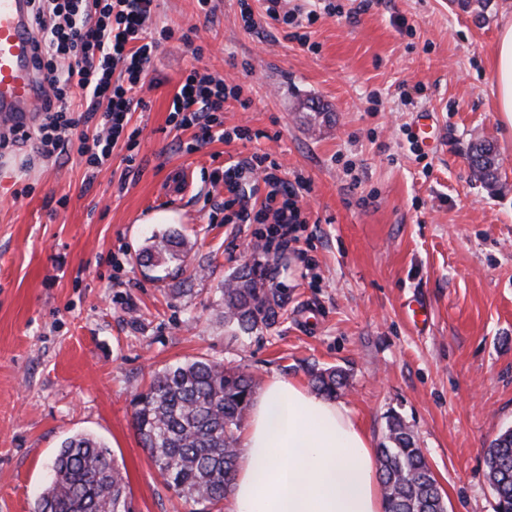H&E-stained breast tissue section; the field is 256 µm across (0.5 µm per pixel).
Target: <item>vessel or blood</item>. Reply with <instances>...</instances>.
Listing matches in <instances>:
<instances>
[{
  "instance_id": "b4317fda",
  "label": "vessel or blood",
  "mask_w": 512,
  "mask_h": 512,
  "mask_svg": "<svg viewBox=\"0 0 512 512\" xmlns=\"http://www.w3.org/2000/svg\"><path fill=\"white\" fill-rule=\"evenodd\" d=\"M39 35L30 0H0V136L41 118L46 83L36 67Z\"/></svg>"
}]
</instances>
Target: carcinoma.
<instances>
[{"instance_id": "1", "label": "carcinoma", "mask_w": 512, "mask_h": 512, "mask_svg": "<svg viewBox=\"0 0 512 512\" xmlns=\"http://www.w3.org/2000/svg\"><path fill=\"white\" fill-rule=\"evenodd\" d=\"M469 163L485 184L497 181L499 159L491 142L472 145ZM182 246L175 229L152 236L144 249L146 265L166 267L180 259ZM221 296L224 326L243 334L274 326L288 299L275 274L258 262L225 278ZM311 385L333 400L349 378L339 368L314 370ZM255 389L253 376L204 358L153 375L135 397L133 427L168 487L206 507L224 500L238 458L237 431ZM377 453L386 512H438V480L400 416H388L386 441ZM485 463L497 512H512L511 430L492 441ZM52 467L34 512H131L122 471L101 440L89 434L67 438Z\"/></svg>"}]
</instances>
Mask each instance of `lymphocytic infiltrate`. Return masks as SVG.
Segmentation results:
<instances>
[{"mask_svg":"<svg viewBox=\"0 0 512 512\" xmlns=\"http://www.w3.org/2000/svg\"><path fill=\"white\" fill-rule=\"evenodd\" d=\"M281 0H268L266 13L273 21L298 30L306 42L303 26L320 15H339L337 0H316L313 8L280 10ZM155 0H36L35 18L42 33L37 62L51 90L43 117L23 138H35L38 152L46 157L67 150L78 140L80 156L92 171H99L112 157L120 140H134L128 132L130 114L144 104L137 93L161 42L171 30L148 31ZM122 70L113 81V70ZM80 97H73V90ZM249 106L241 85L191 69L174 93L169 120L176 128H196L203 141L251 139L249 130L225 131L218 117L227 101ZM281 165L271 155L253 154L249 159L225 166L220 179L228 193L223 202L225 223L261 224L266 244L285 246L296 225L305 218L299 205L300 190L285 186ZM263 178L269 191L264 201L251 203L248 185Z\"/></svg>","mask_w":512,"mask_h":512,"instance_id":"1","label":"lymphocytic infiltrate"}]
</instances>
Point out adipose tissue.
<instances>
[{
	"label": "adipose tissue",
	"instance_id": "obj_1",
	"mask_svg": "<svg viewBox=\"0 0 512 512\" xmlns=\"http://www.w3.org/2000/svg\"><path fill=\"white\" fill-rule=\"evenodd\" d=\"M491 91L512 126V19L492 56ZM226 512H385L377 453L352 411L275 378L239 436Z\"/></svg>",
	"mask_w": 512,
	"mask_h": 512
}]
</instances>
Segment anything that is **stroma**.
Returning a JSON list of instances; mask_svg holds the SVG:
<instances>
[{
  "instance_id": "obj_1",
  "label": "stroma",
  "mask_w": 512,
  "mask_h": 512,
  "mask_svg": "<svg viewBox=\"0 0 512 512\" xmlns=\"http://www.w3.org/2000/svg\"><path fill=\"white\" fill-rule=\"evenodd\" d=\"M158 0L152 32L172 29L152 59L130 118L135 150L118 143L90 172L76 151L41 158L34 140L0 148V512H34L61 443L104 440L134 512H195L169 489L133 427V398L153 372L207 358L307 384L339 367L341 401L381 443L386 417L412 426L447 512H496L484 453L512 429V129L489 92L491 48L512 0H342L308 45L249 0ZM239 84L225 130L252 140L186 145L168 121L191 69ZM440 148L410 149L418 114ZM492 141L499 181L468 160ZM271 154L303 180L307 218L282 248L257 245L258 225L228 224L211 174ZM134 163H127V156ZM193 171L173 192L179 168ZM177 229L190 250L156 279L141 248ZM276 269L288 304L268 330L233 335L220 288L254 262Z\"/></svg>"
}]
</instances>
